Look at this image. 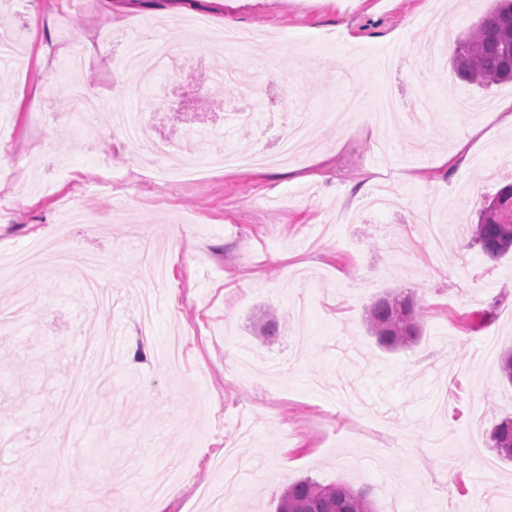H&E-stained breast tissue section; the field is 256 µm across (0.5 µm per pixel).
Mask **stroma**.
<instances>
[{
	"label": "stroma",
	"mask_w": 512,
	"mask_h": 512,
	"mask_svg": "<svg viewBox=\"0 0 512 512\" xmlns=\"http://www.w3.org/2000/svg\"><path fill=\"white\" fill-rule=\"evenodd\" d=\"M128 2L139 18L131 35L164 47L209 56L230 13L254 35L227 52L234 65L277 45L294 55L278 78L250 70L260 100L230 89L157 122L171 163L183 159L187 127L211 131L217 150L272 154L301 112L322 119L299 162L159 178L113 133L110 102L133 113L145 104L102 0H18L0 13V35L17 37L15 63L0 67V198L21 200L0 211V248L55 235L75 196L96 222L69 225L68 265L15 267L13 289L0 290V316L12 317L0 323V512H20L34 493L67 498L74 512H274L305 477L370 487L376 512H512V462L489 438L512 414V387L497 376L512 348V254L492 261L470 242L482 203L512 182V131L457 153L486 115L455 105L442 80L450 55L426 21L439 11L461 38L494 0ZM97 42L107 56L91 51ZM339 56L351 81L336 75ZM53 80L98 88L95 128L65 117ZM386 86L402 106L425 104V121L336 126V110H369ZM106 167L121 190L90 192ZM387 183L405 208L370 207ZM426 209L444 221L439 238L420 221ZM178 224L189 235L152 291L143 353L140 256L165 250ZM91 254L112 291L104 307L84 292ZM394 289L420 299L424 326L417 344L389 352L368 335L364 310ZM269 307L282 322L266 340ZM484 309L491 324L467 331ZM106 336L109 358L87 359ZM47 417L67 451L42 439Z\"/></svg>",
	"instance_id": "35a3bbf8"
}]
</instances>
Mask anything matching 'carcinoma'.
I'll return each instance as SVG.
<instances>
[{"label":"carcinoma","instance_id":"obj_1","mask_svg":"<svg viewBox=\"0 0 512 512\" xmlns=\"http://www.w3.org/2000/svg\"><path fill=\"white\" fill-rule=\"evenodd\" d=\"M452 74L466 85L488 88L512 81V0H495L481 22L459 40L452 59ZM501 205H481L473 242L483 254L496 260L509 249L499 246L504 218L512 214V183L499 191ZM423 307L411 293H387L366 309V326L376 343L397 351L418 342L422 334ZM262 333L278 335L280 317L276 310L264 312ZM490 440L498 454L512 460V418L506 417L491 430ZM276 512H375L371 490L354 489L343 483L321 484L300 479L285 489Z\"/></svg>","mask_w":512,"mask_h":512}]
</instances>
